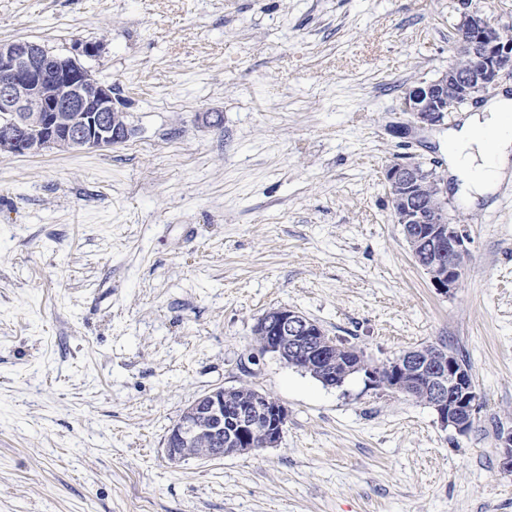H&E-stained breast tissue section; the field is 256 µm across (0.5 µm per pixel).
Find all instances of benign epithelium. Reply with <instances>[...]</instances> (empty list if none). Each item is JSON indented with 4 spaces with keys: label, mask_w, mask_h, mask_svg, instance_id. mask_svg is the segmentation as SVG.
Returning <instances> with one entry per match:
<instances>
[{
    "label": "benign epithelium",
    "mask_w": 512,
    "mask_h": 512,
    "mask_svg": "<svg viewBox=\"0 0 512 512\" xmlns=\"http://www.w3.org/2000/svg\"><path fill=\"white\" fill-rule=\"evenodd\" d=\"M452 63L435 79L408 87L402 111L436 124L476 99L504 71L512 72V31L472 13L463 16ZM99 41L75 45L72 55L55 53L33 40L0 42V156L110 149L134 135L114 88L100 81L90 62ZM394 223L401 225L415 261L431 283L446 292L459 286L469 252L466 234L448 219V182L419 163H394L385 172ZM254 334L266 337L262 352L283 362L334 376L336 339L303 313L277 308L262 316ZM371 379L386 376L394 393L413 395L420 386L444 426L467 433L473 425L476 388L468 368L443 352L406 351L380 366L358 361ZM286 408L259 391L237 398L231 388L202 393L169 429L165 452L172 461L218 459L277 446Z\"/></svg>",
    "instance_id": "1"
}]
</instances>
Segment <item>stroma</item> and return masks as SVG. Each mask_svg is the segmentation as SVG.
Segmentation results:
<instances>
[{"label":"stroma","instance_id":"1","mask_svg":"<svg viewBox=\"0 0 512 512\" xmlns=\"http://www.w3.org/2000/svg\"><path fill=\"white\" fill-rule=\"evenodd\" d=\"M468 13L512 28V0H0V42L103 41L135 129L0 157V512H512V180L449 196L470 259L446 293L385 185L394 162L448 176L477 103L430 125L400 98L447 68ZM280 307L372 366L447 347L471 429L261 352ZM219 386L280 401V443L169 460V427Z\"/></svg>","mask_w":512,"mask_h":512}]
</instances>
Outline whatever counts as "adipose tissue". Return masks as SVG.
Masks as SVG:
<instances>
[{"label":"adipose tissue","mask_w":512,"mask_h":512,"mask_svg":"<svg viewBox=\"0 0 512 512\" xmlns=\"http://www.w3.org/2000/svg\"><path fill=\"white\" fill-rule=\"evenodd\" d=\"M448 175L470 203L494 195L512 175V90L501 89L447 138Z\"/></svg>","instance_id":"obj_1"}]
</instances>
